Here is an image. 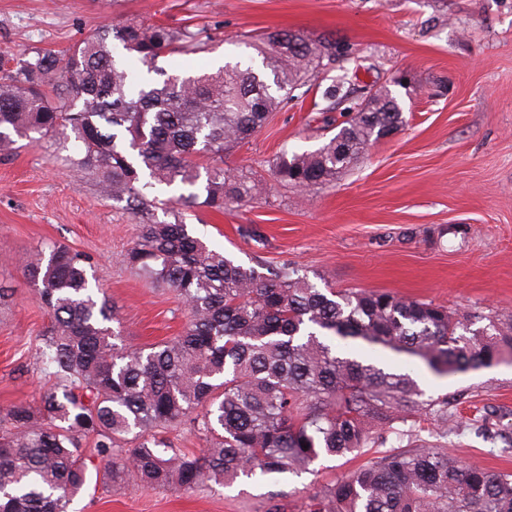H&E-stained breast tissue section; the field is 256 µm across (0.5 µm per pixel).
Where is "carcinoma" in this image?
I'll use <instances>...</instances> for the list:
<instances>
[{
  "label": "carcinoma",
  "mask_w": 512,
  "mask_h": 512,
  "mask_svg": "<svg viewBox=\"0 0 512 512\" xmlns=\"http://www.w3.org/2000/svg\"><path fill=\"white\" fill-rule=\"evenodd\" d=\"M214 43L199 31L125 20L65 51L0 63V154L20 140L51 139L65 150L75 143L69 171L95 177L141 217L127 266L175 291L187 310L181 335L131 348L92 255L55 243L25 264L50 312L37 355L50 385L38 408L19 403L0 415V512H68L93 480L111 491L132 481L188 491L297 475L324 456L370 451L348 477L310 497L305 512H512V472L464 462L421 436L424 415L436 421L430 437L458 432L448 396L427 397L412 370L361 354L389 351L438 376L492 369L512 362V316L476 327L431 301L319 288L287 264H242L186 224L188 210L222 212L267 192L257 172L213 162L341 54L329 38L275 31L245 39L260 67L251 59L180 76L157 66L165 53ZM350 80L343 71L322 91L325 106H314L336 110ZM357 105L339 123L326 118L336 134L316 149L276 156L275 181L330 185L405 124L387 85L374 90L371 111L354 115ZM156 186L188 192L148 197L145 189ZM181 426L209 447L195 455L158 437L160 428ZM378 429L406 445L372 450ZM130 435L136 444L125 448Z\"/></svg>",
  "instance_id": "carcinoma-1"
}]
</instances>
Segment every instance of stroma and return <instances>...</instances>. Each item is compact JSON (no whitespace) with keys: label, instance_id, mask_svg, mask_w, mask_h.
Returning a JSON list of instances; mask_svg holds the SVG:
<instances>
[{"label":"stroma","instance_id":"obj_1","mask_svg":"<svg viewBox=\"0 0 512 512\" xmlns=\"http://www.w3.org/2000/svg\"><path fill=\"white\" fill-rule=\"evenodd\" d=\"M127 19L206 30L215 50L168 54L167 73L213 71L245 59V34L285 30L330 36L346 52L324 79L357 70L356 87L408 76L396 93L407 124L330 185L269 184L264 198L186 221L245 264H289L336 290L388 291L448 307L456 316L512 315V0H0V55L61 51L102 25ZM309 89L273 113L248 142L225 153L228 169L268 175L282 151L317 148L331 135ZM53 144L0 156V413L38 405L46 380L35 363L50 318L22 261L60 243L93 255L96 276L117 306L128 344L177 336L183 302L127 268L138 220L95 178L70 175ZM426 395L454 397L461 425L445 446L463 460L512 471V365L440 378L420 371ZM488 415L501 438L476 437ZM323 457L310 472L277 483L236 481L192 492L129 483L76 496L70 512H266L277 498L303 512L308 498L358 467Z\"/></svg>","mask_w":512,"mask_h":512}]
</instances>
